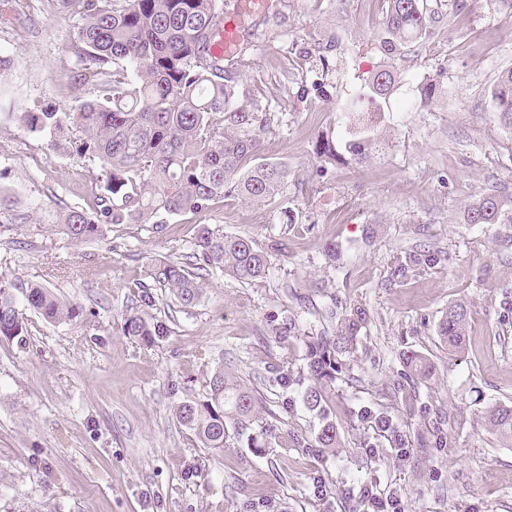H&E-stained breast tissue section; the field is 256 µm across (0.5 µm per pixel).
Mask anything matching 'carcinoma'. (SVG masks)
I'll return each instance as SVG.
<instances>
[{
	"label": "carcinoma",
	"mask_w": 512,
	"mask_h": 512,
	"mask_svg": "<svg viewBox=\"0 0 512 512\" xmlns=\"http://www.w3.org/2000/svg\"><path fill=\"white\" fill-rule=\"evenodd\" d=\"M383 23L375 41L381 54L371 73L363 99L352 103L353 120L340 137L332 132L316 141L315 155L321 171L348 161H363L375 144V129L382 119V101L400 83L396 61L409 44L436 34V17L424 0H383ZM83 14L75 53L84 63L75 79L77 105L69 112L46 107L24 116L29 130L48 137L59 153L98 162L104 176V193L96 197L92 212L68 207L60 214L71 239L97 238L110 224H165L186 213L207 211L216 201L234 197L265 202L282 194L290 171L282 162L262 156L261 132L270 118L258 105L237 101L235 81L224 59L211 52L219 21L217 0H64ZM90 85L98 93L92 100L80 90ZM494 112L512 126V69L501 72L492 93ZM501 197L488 194L463 210L465 224L512 223ZM23 220L13 202L0 191V224ZM192 258L196 267L161 261L150 270L154 283L169 291L184 308L197 303L202 279L220 270L244 282L261 281L269 274L268 252L239 235L216 234L198 225ZM437 261L429 251L406 254L399 271ZM14 284L0 278V337L19 339L27 327L19 309ZM26 305L52 322L71 321L79 309L59 300L49 289L30 288ZM156 296L145 288L136 309L125 314L126 336L152 346L169 332L168 325L150 314ZM271 331L289 336L298 330L294 320L267 315ZM367 313L354 307L343 314L336 336H310L302 370L280 374L277 383L288 390V417L297 406L317 420L309 434L292 437L297 448H313L321 458L339 455L340 432L331 408L329 391L336 380L350 378V361ZM466 312L462 305L448 306L437 325V335L448 351L464 350ZM400 378L407 384L427 380L433 366L422 354L407 350L401 357ZM254 400L238 381L213 373L205 393L176 407L178 420L192 431L203 448L222 451L229 440L246 439L260 448L258 436L244 435L253 420ZM349 424L359 431L356 447L372 460L385 448L404 462L411 456L407 431L391 412L367 404L348 410ZM488 433L512 444V404L496 403L483 411ZM345 499L355 501L352 512H372L381 498L373 482L346 489Z\"/></svg>",
	"instance_id": "cac0c4a2"
}]
</instances>
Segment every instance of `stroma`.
I'll list each match as a JSON object with an SVG mask.
<instances>
[{
	"label": "stroma",
	"instance_id": "1",
	"mask_svg": "<svg viewBox=\"0 0 512 512\" xmlns=\"http://www.w3.org/2000/svg\"><path fill=\"white\" fill-rule=\"evenodd\" d=\"M429 4L443 29L399 60L402 83L384 106L382 147L370 160L322 177L313 146L319 134L344 132L349 103L379 64L381 0H276L252 23L231 75L239 103L271 115L261 138L265 156L291 171L283 195L230 198L159 228L112 224L84 243L65 233L58 214L93 208L98 163L49 149L19 120L74 107L81 20L61 0H24L20 19L0 24V57L10 61L0 72V189L26 217L0 224V277L14 282L16 297L39 285L80 309L56 323L25 311L24 340L0 339V512H348L341 493L361 478L397 489L407 512H512V445L482 420L488 404L512 403V321L500 317L512 291V224L460 221L485 193L512 209V129L491 99L499 74L512 68V19L499 0ZM315 50L329 61L320 77L311 69ZM435 75L440 92L422 105L416 87ZM288 211L295 223H284ZM200 224L287 249L272 252L263 282L215 274L189 308L160 294L155 314L170 333L158 344L124 335L123 317L151 285L152 265L188 262ZM331 242L341 251L333 262ZM419 245L443 260L397 276V256ZM457 302L468 310L461 356L437 334ZM354 305L369 319L353 380L330 392L337 423L357 402L379 403L413 438L437 426L450 447H419L405 462L390 452L370 464L351 431L335 460L294 447L309 417H289L276 378L302 365L306 337L335 335ZM271 313L295 319L299 334L271 333ZM408 349L432 363L430 381L398 385ZM219 367L254 396L251 433L277 425L264 447L201 448L178 421L176 406L204 393ZM319 473L323 502L313 494Z\"/></svg>",
	"mask_w": 512,
	"mask_h": 512
}]
</instances>
